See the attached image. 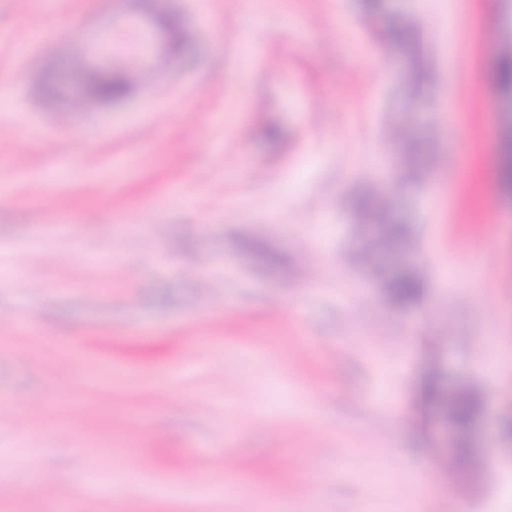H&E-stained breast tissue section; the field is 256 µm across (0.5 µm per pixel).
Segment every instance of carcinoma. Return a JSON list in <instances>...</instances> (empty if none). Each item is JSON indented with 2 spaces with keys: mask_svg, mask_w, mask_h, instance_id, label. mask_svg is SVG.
I'll return each mask as SVG.
<instances>
[{
  "mask_svg": "<svg viewBox=\"0 0 512 512\" xmlns=\"http://www.w3.org/2000/svg\"><path fill=\"white\" fill-rule=\"evenodd\" d=\"M387 41L406 49L411 55L420 51L418 34L404 23L392 24L381 32ZM496 80L502 89L512 93V54H503L496 70ZM123 79L116 77L97 85L86 86L82 99L73 103V111H82L89 102H105L125 95ZM415 167L429 161L428 148L423 141H414L409 147ZM497 177L505 191H512V136L502 144ZM354 214L373 223V231L364 249L354 257V262L365 270L373 268V256L379 252L402 253L413 246L412 232L404 218L393 216L387 198L375 191L364 192L351 202ZM382 285L388 299L399 307L417 305L425 293V277L413 267L404 266L385 273ZM424 400L432 413L449 419L455 429L453 456L469 459L474 454L470 432L476 420L484 413L488 398L476 388L459 384L454 388L440 375L429 378L424 386Z\"/></svg>",
  "mask_w": 512,
  "mask_h": 512,
  "instance_id": "cac0c4a2",
  "label": "carcinoma"
}]
</instances>
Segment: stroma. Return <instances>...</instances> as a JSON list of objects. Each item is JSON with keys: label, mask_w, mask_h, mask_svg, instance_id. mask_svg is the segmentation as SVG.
Returning <instances> with one entry per match:
<instances>
[{"label": "stroma", "mask_w": 512, "mask_h": 512, "mask_svg": "<svg viewBox=\"0 0 512 512\" xmlns=\"http://www.w3.org/2000/svg\"><path fill=\"white\" fill-rule=\"evenodd\" d=\"M116 3L0 0V512H413L425 481L429 512H512V0H165V75L61 121ZM391 124L447 170L405 177ZM375 183L417 237L410 309L397 256L351 261ZM431 371L493 406L466 466H423ZM387 41L406 49L411 55L420 51V40L418 34L405 23L392 24L381 32ZM497 177L505 191H512V136H508L502 144ZM382 285L388 299L399 307L417 305L425 293L423 273L411 266L385 273Z\"/></svg>", "instance_id": "stroma-1"}]
</instances>
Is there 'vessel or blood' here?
Wrapping results in <instances>:
<instances>
[{
    "label": "vessel or blood",
    "instance_id": "obj_1",
    "mask_svg": "<svg viewBox=\"0 0 512 512\" xmlns=\"http://www.w3.org/2000/svg\"><path fill=\"white\" fill-rule=\"evenodd\" d=\"M174 37L173 31L159 25L156 10L120 8L113 12L107 27L96 29L73 49L90 64L120 65L134 59L149 77L166 65L164 50Z\"/></svg>",
    "mask_w": 512,
    "mask_h": 512
}]
</instances>
